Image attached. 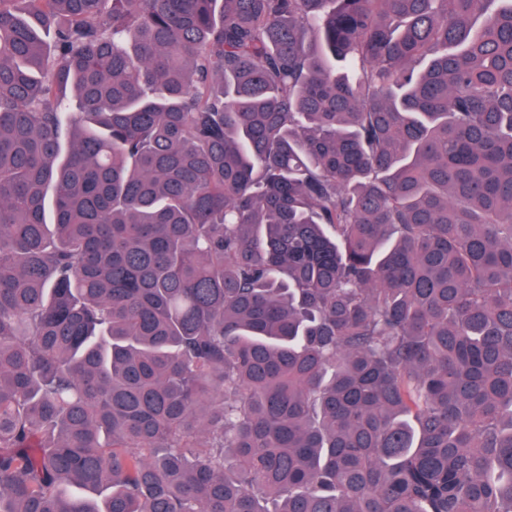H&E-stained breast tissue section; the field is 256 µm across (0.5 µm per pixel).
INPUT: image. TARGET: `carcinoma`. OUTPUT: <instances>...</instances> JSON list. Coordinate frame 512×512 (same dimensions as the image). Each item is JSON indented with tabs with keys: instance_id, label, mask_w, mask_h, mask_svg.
Here are the masks:
<instances>
[{
	"instance_id": "carcinoma-1",
	"label": "carcinoma",
	"mask_w": 512,
	"mask_h": 512,
	"mask_svg": "<svg viewBox=\"0 0 512 512\" xmlns=\"http://www.w3.org/2000/svg\"><path fill=\"white\" fill-rule=\"evenodd\" d=\"M0 512H512V0H0Z\"/></svg>"
}]
</instances>
